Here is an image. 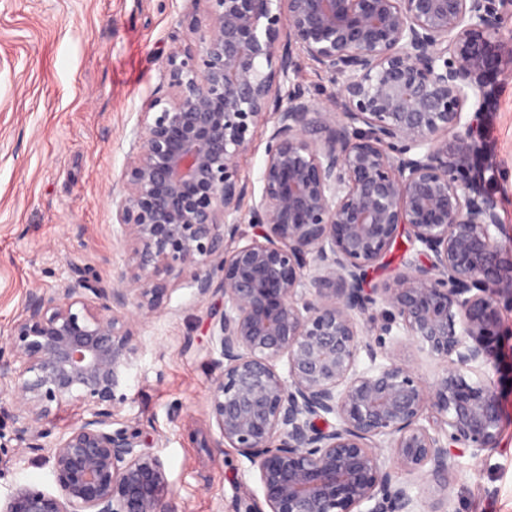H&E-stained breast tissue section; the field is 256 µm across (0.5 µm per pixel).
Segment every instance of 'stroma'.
<instances>
[{"label":"stroma","instance_id":"1","mask_svg":"<svg viewBox=\"0 0 512 512\" xmlns=\"http://www.w3.org/2000/svg\"><path fill=\"white\" fill-rule=\"evenodd\" d=\"M189 0H0V335L31 291L54 296L92 267L111 286L125 249L112 232L117 193L142 112L165 88L172 35L186 34ZM483 133L504 169L490 184L512 243V79ZM224 300L199 297L190 280L162 312L137 327L139 355L123 386L118 418L138 427L159 455L174 512L264 507L250 462L219 448L209 392L220 371L210 318ZM498 365L473 363L467 381L494 385L504 418L499 448L456 459L448 512H512V308ZM9 398L0 397V500L27 485L55 492L47 451L19 447Z\"/></svg>","mask_w":512,"mask_h":512}]
</instances>
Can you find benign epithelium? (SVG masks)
Returning <instances> with one entry per match:
<instances>
[{
  "label": "benign epithelium",
  "instance_id": "obj_1",
  "mask_svg": "<svg viewBox=\"0 0 512 512\" xmlns=\"http://www.w3.org/2000/svg\"><path fill=\"white\" fill-rule=\"evenodd\" d=\"M190 2L206 18L172 37L112 198L123 268L110 288L84 268L54 297L32 291L0 342L19 444L42 448L54 404L89 410L51 448L57 492L20 486L0 512H171L163 460L112 425L137 325L188 274L200 297L223 294L210 413L268 512H417L413 479L448 512L452 459L495 451L503 418L461 369L498 363L512 307L483 139L512 75V0ZM304 61L328 105L291 79ZM269 122L257 196L239 162ZM403 235L426 261L366 287ZM395 329L444 364L431 385Z\"/></svg>",
  "mask_w": 512,
  "mask_h": 512
}]
</instances>
